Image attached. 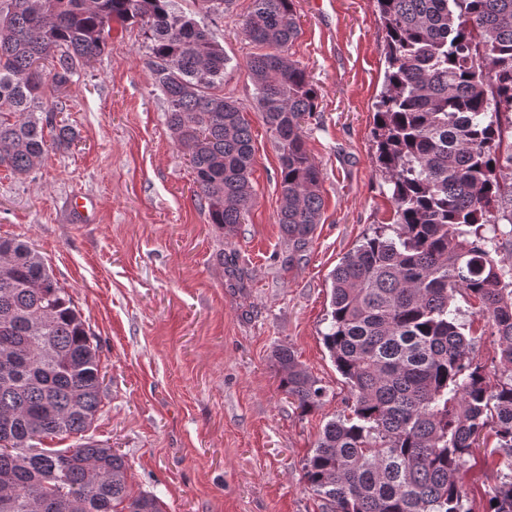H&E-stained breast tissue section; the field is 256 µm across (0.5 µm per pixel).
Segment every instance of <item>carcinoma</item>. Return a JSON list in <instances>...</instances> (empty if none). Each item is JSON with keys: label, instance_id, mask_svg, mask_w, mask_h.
<instances>
[{"label": "carcinoma", "instance_id": "obj_1", "mask_svg": "<svg viewBox=\"0 0 512 512\" xmlns=\"http://www.w3.org/2000/svg\"><path fill=\"white\" fill-rule=\"evenodd\" d=\"M4 2L0 165L28 173L48 141L73 140L44 102V76L68 84L104 51L106 24H137L209 221L235 234L255 195L252 132L238 102L217 93L229 59L207 25L175 0ZM376 5L387 69L374 138L393 223L331 272L323 343L349 386L350 414L325 424L304 478L322 512H469L461 475L482 446L511 470L486 491L489 512H512V0ZM299 30L293 0H253L242 21L257 48L247 61L257 109L280 152L277 223L290 263L303 259L323 209L302 133L317 90L286 55ZM459 296L478 302L501 374L471 358ZM275 357L297 408L318 406L324 388L295 351ZM101 371L42 256L0 238V512H162L156 496L130 495L125 455L86 436L102 406ZM71 435L80 443L64 462L59 449L34 452Z\"/></svg>", "mask_w": 512, "mask_h": 512}]
</instances>
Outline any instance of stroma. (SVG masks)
Masks as SVG:
<instances>
[{
	"instance_id": "1",
	"label": "stroma",
	"mask_w": 512,
	"mask_h": 512,
	"mask_svg": "<svg viewBox=\"0 0 512 512\" xmlns=\"http://www.w3.org/2000/svg\"><path fill=\"white\" fill-rule=\"evenodd\" d=\"M252 7L232 0L206 20L230 60L222 91L253 136L255 197L233 237L209 222L136 25L111 22L93 67L47 86L73 142L26 174L0 166V237L33 244L98 345L106 393L89 434L124 454L131 495L158 497L163 512H321L303 465L324 425L350 412L323 344L330 273L394 214L375 160L386 70L376 2L294 0L301 30L287 54L318 92L303 134L324 206L303 259L289 262L279 153L246 66ZM77 194L90 201L83 223L70 212ZM281 346L325 389L311 412L279 387ZM505 472L475 451L463 475L470 512H484L485 489Z\"/></svg>"
}]
</instances>
